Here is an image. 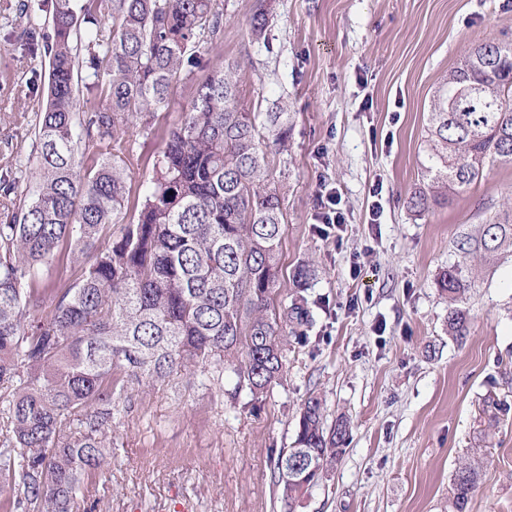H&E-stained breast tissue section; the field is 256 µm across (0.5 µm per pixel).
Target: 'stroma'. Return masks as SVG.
Masks as SVG:
<instances>
[{
  "instance_id": "stroma-1",
  "label": "stroma",
  "mask_w": 512,
  "mask_h": 512,
  "mask_svg": "<svg viewBox=\"0 0 512 512\" xmlns=\"http://www.w3.org/2000/svg\"><path fill=\"white\" fill-rule=\"evenodd\" d=\"M0 0V170L27 166L32 126L49 81L48 21L29 29L19 2ZM219 41L203 44L191 69L204 80L237 62L239 105L287 104V150L269 175L286 220L281 288L309 263L311 322L292 341L288 376L262 398L202 385L182 372L132 388L114 402L112 455L85 478L74 512H447L451 475L485 444L470 512H512V255L486 265L464 259L461 234L512 205V167L486 165L448 204L418 213L408 198L428 153L427 112L443 76L470 47L512 42V0H272L268 42L248 33L253 0H214ZM191 100L171 88L152 133L137 127L128 182L135 209L165 146L164 132ZM336 189L340 233L321 229L319 192ZM459 266L471 280L470 333L446 332L439 274ZM346 417L350 441L336 467L294 504L278 497L271 456L292 447L302 404ZM501 411L488 427L485 399ZM489 438H482L483 429Z\"/></svg>"
}]
</instances>
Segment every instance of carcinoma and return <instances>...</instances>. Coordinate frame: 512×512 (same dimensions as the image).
I'll use <instances>...</instances> for the list:
<instances>
[{"instance_id": "obj_1", "label": "carcinoma", "mask_w": 512, "mask_h": 512, "mask_svg": "<svg viewBox=\"0 0 512 512\" xmlns=\"http://www.w3.org/2000/svg\"><path fill=\"white\" fill-rule=\"evenodd\" d=\"M44 0L53 40L45 108L36 114L26 194L10 168L0 173V485L6 508L73 512L84 477L112 454L114 397L175 371L221 383L235 377L230 401L264 396L288 374V344L311 313L301 292L313 276L296 267L290 303L275 309L285 233L279 189L266 149H287L292 113L247 112L238 103L237 65L194 85L180 122L165 131L155 174L127 218L124 137L152 130L174 81L200 46L220 38L213 0ZM269 0H254L250 30L265 38ZM93 80L80 92L83 63ZM429 155L409 198L426 211L482 177L512 165V45L494 40L469 50L443 79L428 112ZM84 261L68 282L54 264L60 247ZM487 263L512 252V223L483 224L458 242ZM438 287L448 296V335L469 334L472 282L450 267ZM50 303L48 314L41 313ZM310 396L294 446L274 457L281 498L293 502L346 452L350 421L325 427ZM472 448L451 479L448 512H469L479 486Z\"/></svg>"}]
</instances>
